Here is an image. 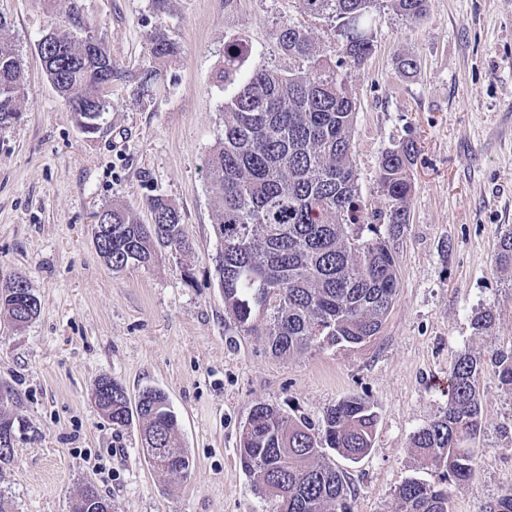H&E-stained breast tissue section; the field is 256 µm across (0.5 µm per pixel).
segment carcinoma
Returning a JSON list of instances; mask_svg holds the SVG:
<instances>
[{
  "label": "carcinoma",
  "instance_id": "cac0c4a2",
  "mask_svg": "<svg viewBox=\"0 0 512 512\" xmlns=\"http://www.w3.org/2000/svg\"><path fill=\"white\" fill-rule=\"evenodd\" d=\"M312 19L335 23L337 61L317 49L301 26L285 22L274 31L281 51L302 62L288 75L259 65L241 71L242 47L229 43L216 74L224 100V137L211 150L207 172L221 207L215 276L224 305L245 334L262 336L277 355L312 347H354L381 330L399 287L393 243L409 223V169L417 152L407 140L386 150L378 185L391 202L386 222L369 224L361 211L352 148L357 102L339 71L360 65L373 50L375 0H301ZM410 22L427 16L428 0H387ZM93 36L61 23L38 49L49 81L74 112L79 127L98 132L109 101L112 55ZM176 47L158 32L152 55L162 60ZM25 70L18 54L0 45V126L19 114ZM154 223L142 224L128 206L107 214L112 236L97 240V254L113 271L153 263L157 248L188 252L181 212L163 198L150 202ZM495 266L512 271V230L504 233ZM0 309L24 326L40 311L23 274L0 289ZM485 359L461 355L448 374V406L418 429L411 448L463 482L475 470L483 432L478 375ZM503 385L512 389V346L491 354ZM94 402L117 428L137 418L144 447L155 449V467L175 480L192 468L178 448V418L164 391L147 387L130 402L124 385L97 388ZM378 421L373 405L358 395L328 408L321 420L294 418L277 407L255 404L243 425L239 462L254 478V491L273 502V512H352L343 471L324 449L357 462L369 454ZM398 512H448V491L415 479L396 492ZM107 501L88 482L71 512H94ZM478 512H512V488Z\"/></svg>",
  "mask_w": 512,
  "mask_h": 512
}]
</instances>
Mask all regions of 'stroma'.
I'll return each mask as SVG.
<instances>
[{"instance_id":"obj_1","label":"stroma","mask_w":512,"mask_h":512,"mask_svg":"<svg viewBox=\"0 0 512 512\" xmlns=\"http://www.w3.org/2000/svg\"><path fill=\"white\" fill-rule=\"evenodd\" d=\"M112 55L118 76L97 133H84L49 83L36 51L71 11ZM373 54L348 65L358 102L353 161L365 213L383 214L382 154L413 140L410 222L395 242L399 288L377 336L354 348L277 356L226 312L214 273L219 200L205 161L224 135L216 71L235 41L248 65L296 70L273 37L302 24L317 47L336 42L330 23L300 0H0L7 42L27 73L20 112L0 126V286L25 273L41 312L16 328L0 310V388L12 391L15 442L0 468L14 512H70L94 482L112 512H270L237 448L251 408L271 404L318 420L342 398L378 413L370 453L336 458L353 512H397L399 485H447L449 512H477L512 486V389L491 365L479 374L483 432L465 482L414 454L410 438L448 405V374L467 351L512 345V273L493 264L512 228V0H430L412 23L376 0ZM164 32L177 46L151 56ZM412 56L415 72L398 63ZM159 67L145 84L144 71ZM163 197L182 214L189 253L159 249L148 266L115 272L98 257L92 225L101 208L132 207L151 221ZM480 312L494 316L484 334ZM103 377L130 399L163 390L193 459L174 482L142 450L139 422L113 427L96 408Z\"/></svg>"}]
</instances>
